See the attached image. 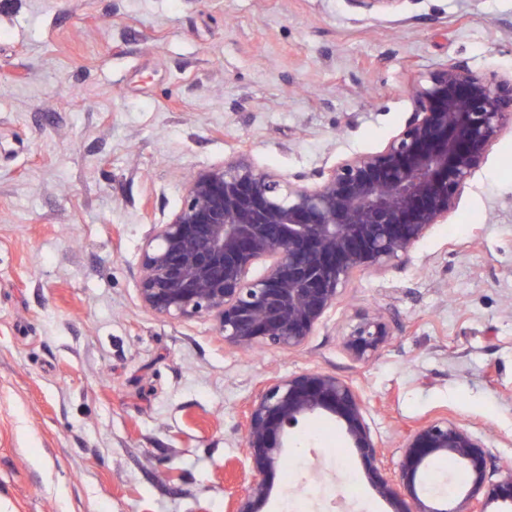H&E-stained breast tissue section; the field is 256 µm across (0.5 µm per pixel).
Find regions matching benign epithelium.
<instances>
[{
    "label": "benign epithelium",
    "instance_id": "1",
    "mask_svg": "<svg viewBox=\"0 0 512 512\" xmlns=\"http://www.w3.org/2000/svg\"><path fill=\"white\" fill-rule=\"evenodd\" d=\"M367 12L404 0H349ZM413 112L376 152L346 158L301 185L241 156L200 171L181 208L157 224L143 250L139 300L158 317L208 316L224 342L243 350L301 346L324 321L350 278L400 261L454 209L493 143L512 129V75L450 60L408 89ZM264 264V274L249 278ZM393 330L383 313L364 314L344 335L356 361L382 350ZM364 401L346 381L319 371L274 377L244 415L251 481L233 512H262L268 478L286 459L288 435L303 420L338 422L369 468L376 494L395 512H512V467L486 479L480 439L446 418L403 440L399 482L383 476L364 418ZM464 465L471 484L454 509L423 500L432 460Z\"/></svg>",
    "mask_w": 512,
    "mask_h": 512
}]
</instances>
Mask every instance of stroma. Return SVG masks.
I'll return each mask as SVG.
<instances>
[{"label":"stroma","instance_id":"obj_1","mask_svg":"<svg viewBox=\"0 0 512 512\" xmlns=\"http://www.w3.org/2000/svg\"><path fill=\"white\" fill-rule=\"evenodd\" d=\"M451 58L512 73V0H0V512H228L262 384L318 370L364 397L378 466L459 423L512 467V130L398 263L355 274L297 349L145 311L142 248L190 175L244 155L285 176L381 150ZM398 327L372 360L343 336ZM263 512H393L326 416L293 430ZM393 330L382 312L364 314L344 335L343 346L357 361H367L382 350Z\"/></svg>","mask_w":512,"mask_h":512}]
</instances>
